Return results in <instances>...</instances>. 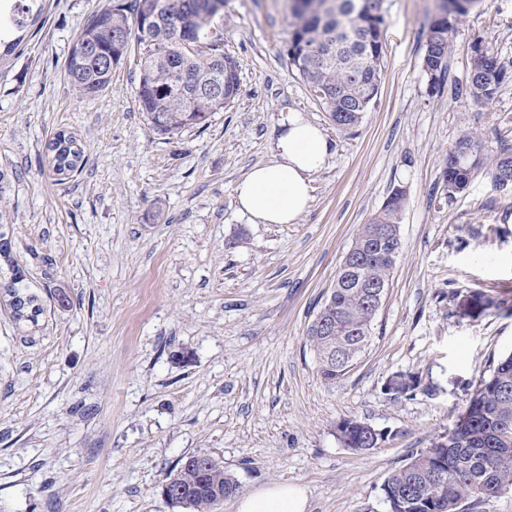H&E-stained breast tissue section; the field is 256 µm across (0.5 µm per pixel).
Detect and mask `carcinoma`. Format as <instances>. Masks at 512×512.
Returning <instances> with one entry per match:
<instances>
[{"label":"carcinoma","instance_id":"obj_1","mask_svg":"<svg viewBox=\"0 0 512 512\" xmlns=\"http://www.w3.org/2000/svg\"><path fill=\"white\" fill-rule=\"evenodd\" d=\"M328 0H292L293 16L288 40V60L315 92L323 87L329 96L319 102L337 127L349 129L359 120L354 114L368 111L380 86L386 18L382 0H364L342 20L329 19ZM474 0H444L440 13L429 24L427 43L439 50L434 60L423 59L431 89L442 84L447 68L450 35L459 17ZM224 10V0H133V17L125 8H107L95 13L68 60L72 85L83 96L96 97L112 83V70L126 57L131 30L143 46L136 98L140 111L161 136L172 137L183 129L205 125L210 114L232 103L239 92L236 62L224 55L223 42L212 30L214 19ZM45 11L43 0H0V62L21 43L13 36L38 22ZM177 13L183 29L169 26L167 15ZM474 66L468 82L458 92L475 103L492 100L500 86L512 80V65L488 53L474 42ZM212 82L221 93L209 91ZM466 146L468 158L457 160L454 152ZM53 173L70 175L79 169L81 148L71 136L56 138ZM503 152L493 157L480 136L462 132L448 151L444 178L448 195L464 192L482 168L491 178L504 171ZM406 195L394 190L370 221L358 229L352 246L356 259L338 270L336 282L319 313L307 328V341L314 351L321 377L334 382L345 375L350 361L346 351L357 342L359 331L375 319L370 304L371 285L389 282L395 260L387 249L374 252L368 237L373 225L396 227ZM12 281L7 285L9 306L15 320L34 321L41 313L37 296L25 284V273L13 262ZM458 311L477 318L489 307L479 292L459 296ZM419 387L412 374L398 373L386 385L387 394L398 398ZM344 447L359 453L373 448V435L365 423L346 418L336 426ZM165 482L185 498L178 505L188 512H214L220 499L214 488L231 496L238 485L224 473V466L207 455L167 474ZM512 488V352L502 356L490 375L481 381L450 432L449 441L421 452L393 471L383 484L390 512H459L469 499L480 501Z\"/></svg>","mask_w":512,"mask_h":512}]
</instances>
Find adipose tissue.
I'll return each mask as SVG.
<instances>
[{"mask_svg": "<svg viewBox=\"0 0 512 512\" xmlns=\"http://www.w3.org/2000/svg\"><path fill=\"white\" fill-rule=\"evenodd\" d=\"M332 155L330 140L318 125L293 113L281 123L274 158L255 166L234 187L240 212L258 224H294L308 210L313 176ZM300 486L279 484L241 497L237 512H305Z\"/></svg>", "mask_w": 512, "mask_h": 512, "instance_id": "adipose-tissue-1", "label": "adipose tissue"}]
</instances>
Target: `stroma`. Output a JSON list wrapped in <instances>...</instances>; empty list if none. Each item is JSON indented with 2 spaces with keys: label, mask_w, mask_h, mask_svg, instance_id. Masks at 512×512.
Listing matches in <instances>:
<instances>
[{
  "label": "stroma",
  "mask_w": 512,
  "mask_h": 512,
  "mask_svg": "<svg viewBox=\"0 0 512 512\" xmlns=\"http://www.w3.org/2000/svg\"><path fill=\"white\" fill-rule=\"evenodd\" d=\"M131 3L47 0L43 25L0 66V231L42 304L18 322L0 296V512H184L161 486L192 454L239 485L215 512L286 482L305 489L306 512H389L386 478L447 441L512 351V193L483 169L454 196L444 179L462 131L512 152V82L485 104L455 94L474 42L512 61V0L459 17L436 91L423 70L436 0H384L379 93L347 131L289 64L285 0H226L215 25L239 94L169 139L137 103L138 43L100 96L68 79L91 16ZM293 112L324 129L333 155L297 223H253L234 186L272 160ZM60 132L85 156L68 177L50 166ZM397 188L401 250L370 341L325 382L306 329L358 228ZM468 291L491 302L479 318L456 310ZM398 372L420 385L394 399L384 387ZM346 418L388 437L345 448Z\"/></svg>",
  "instance_id": "stroma-1"
}]
</instances>
